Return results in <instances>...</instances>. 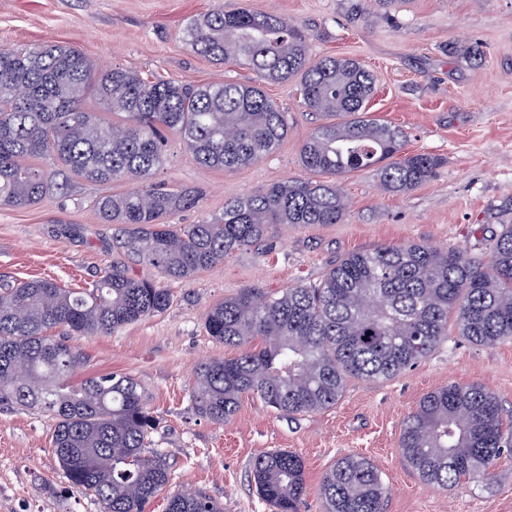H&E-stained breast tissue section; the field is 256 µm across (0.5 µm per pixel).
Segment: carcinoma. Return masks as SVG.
Returning <instances> with one entry per match:
<instances>
[{
    "instance_id": "carcinoma-1",
    "label": "carcinoma",
    "mask_w": 512,
    "mask_h": 512,
    "mask_svg": "<svg viewBox=\"0 0 512 512\" xmlns=\"http://www.w3.org/2000/svg\"><path fill=\"white\" fill-rule=\"evenodd\" d=\"M183 40L220 64H241L267 82L298 81L301 104L325 119L300 159L332 181L289 179L224 202L195 224L167 218L200 207L192 188L166 189L152 176L163 164L164 133L174 132L208 168L249 166L288 135L286 113L261 86L173 79L102 68L78 49L47 43L0 47V207L40 203L51 174L25 163L52 157L98 183L131 180L137 189L92 200L112 225V248L158 268L170 281L255 247L288 224H340L347 215L341 177L378 167L384 190L406 194L432 180L442 159L403 152L404 132L368 116L370 70L353 59L313 60L301 27L242 8L193 16ZM90 97L116 124L80 107ZM173 294L114 265L87 288L52 279L0 286V409L37 408L55 419L53 452L69 491L93 496L100 512H145L170 483L165 454L151 448L159 428L140 384L114 373L73 382L86 364L74 336H99L164 312ZM453 321L463 339L495 346L512 340V225L483 264L466 251L410 243L348 254L314 285L282 293L241 289L204 320L215 341L239 350L195 368V413L222 424L245 394L292 420L336 405L351 378H391L423 360ZM400 455L428 487L483 483L512 453V417L478 384L450 383L426 394L403 423ZM250 479L274 512H301L305 464L273 450L255 459ZM324 512H384L376 466L350 454L321 484ZM165 512H224L202 492L166 496Z\"/></svg>"
}]
</instances>
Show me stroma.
<instances>
[{"instance_id": "stroma-1", "label": "stroma", "mask_w": 512, "mask_h": 512, "mask_svg": "<svg viewBox=\"0 0 512 512\" xmlns=\"http://www.w3.org/2000/svg\"><path fill=\"white\" fill-rule=\"evenodd\" d=\"M218 8L285 18L308 31L312 58L362 62L376 81L371 116L402 129L405 153L444 163L407 194L386 192L374 169L349 173L341 183L348 202L343 223L279 227L262 246L172 284L174 299L163 313L109 335L76 338L87 357L84 375L137 379L161 421L154 440L171 465L169 491L206 492L224 512H272L250 468L275 449L304 460L303 512H323V476L348 454L380 470L385 512H512V456L498 461L490 483L443 490L427 488L399 453L404 420L442 386L481 385L512 413V341L485 347L449 331L413 367L388 380H349L335 406L295 420L246 395L232 421L218 425L199 417L190 401L196 365L235 354L207 335L204 318L240 289L313 284L345 255L384 245L460 248L488 261L492 239L512 224V0H395L388 7L376 0H0V47L57 42L102 67L185 85L261 83L253 70L213 63L180 38L186 18ZM451 41L457 53L446 52ZM262 85L288 114V136L272 155L241 168H206L179 136L167 134L155 182L202 194L199 208L171 216V223L222 213L226 200L277 181L320 180L300 160L319 117L304 111L297 82ZM55 180L60 190L40 204L0 208V281L46 278L82 288L118 263L135 278L163 282L154 266L113 250L111 225L90 206L93 197L130 191V184L103 185L68 172ZM54 426L38 410L0 411V512H100L92 498L67 492L52 450Z\"/></svg>"}]
</instances>
